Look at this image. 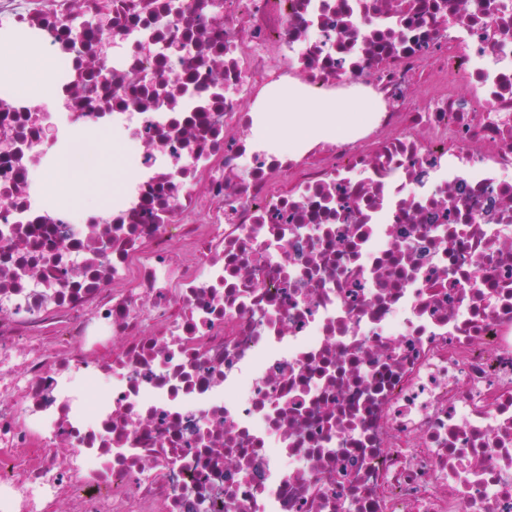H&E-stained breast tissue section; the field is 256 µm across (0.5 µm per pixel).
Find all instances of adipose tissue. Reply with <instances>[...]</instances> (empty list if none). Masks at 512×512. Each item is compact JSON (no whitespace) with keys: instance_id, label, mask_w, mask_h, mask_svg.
Segmentation results:
<instances>
[{"instance_id":"1","label":"adipose tissue","mask_w":512,"mask_h":512,"mask_svg":"<svg viewBox=\"0 0 512 512\" xmlns=\"http://www.w3.org/2000/svg\"><path fill=\"white\" fill-rule=\"evenodd\" d=\"M53 73L35 60L31 44L24 38L11 39L0 49V85L11 90L37 85L52 90ZM372 103L366 99L336 98L310 94L300 82L273 83L262 89L253 106L257 112H273L275 124L259 121L254 132L264 139L276 153L296 152L310 143L339 133L352 132L361 126L364 112ZM104 162L92 170L79 183L60 187L57 175L65 170L66 158H58L52 171L44 173L40 184L48 197L67 194L77 206L96 205L112 194L114 170L110 157L113 153L109 142H101Z\"/></svg>"}]
</instances>
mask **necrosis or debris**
<instances>
[{"mask_svg": "<svg viewBox=\"0 0 512 512\" xmlns=\"http://www.w3.org/2000/svg\"><path fill=\"white\" fill-rule=\"evenodd\" d=\"M0 512H512V0H0ZM431 81L421 107L413 91ZM376 101L277 156L265 86ZM133 144L75 218L62 136ZM1 49L0 44V85L9 90L22 89L29 85H38L48 92L55 88L50 69L39 66L35 61V52L31 44L22 37L11 39ZM17 60L25 65L18 67Z\"/></svg>", "mask_w": 512, "mask_h": 512, "instance_id": "4bbe7bcc", "label": "necrosis or debris"}]
</instances>
